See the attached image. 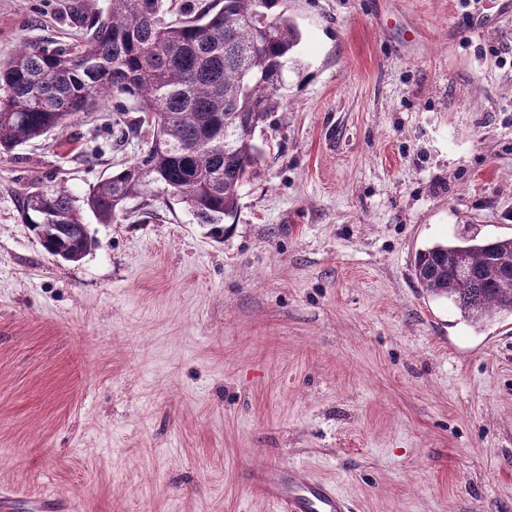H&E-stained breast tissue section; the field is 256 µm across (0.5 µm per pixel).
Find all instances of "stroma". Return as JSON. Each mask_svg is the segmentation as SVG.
I'll return each mask as SVG.
<instances>
[{"mask_svg": "<svg viewBox=\"0 0 512 512\" xmlns=\"http://www.w3.org/2000/svg\"><path fill=\"white\" fill-rule=\"evenodd\" d=\"M106 0H0V58ZM302 32L214 239L145 196L49 254L24 194L148 147L111 104L0 154V487L12 512H271L261 465L354 512H512V317L428 296L416 249L512 236V0H287Z\"/></svg>", "mask_w": 512, "mask_h": 512, "instance_id": "35a3bbf8", "label": "stroma"}]
</instances>
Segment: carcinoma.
Segmentation results:
<instances>
[{"label": "carcinoma", "instance_id": "1", "mask_svg": "<svg viewBox=\"0 0 512 512\" xmlns=\"http://www.w3.org/2000/svg\"><path fill=\"white\" fill-rule=\"evenodd\" d=\"M167 14L165 0H108L74 41L24 42L0 59L1 154L118 95L136 100L152 132L147 150L81 198L62 187L24 194L22 221L64 261L95 246L83 211L112 224L128 201L155 193L179 198L222 237L262 156L256 128L283 98L302 38L284 0H195L180 19ZM413 275L475 328L512 317V237L435 243L415 253Z\"/></svg>", "mask_w": 512, "mask_h": 512}]
</instances>
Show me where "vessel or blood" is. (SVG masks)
Wrapping results in <instances>:
<instances>
[{"label": "vessel or blood", "instance_id": "b4317fda", "mask_svg": "<svg viewBox=\"0 0 512 512\" xmlns=\"http://www.w3.org/2000/svg\"><path fill=\"white\" fill-rule=\"evenodd\" d=\"M252 486L273 512H353L335 485L305 475L294 466H271L253 472Z\"/></svg>", "mask_w": 512, "mask_h": 512}]
</instances>
